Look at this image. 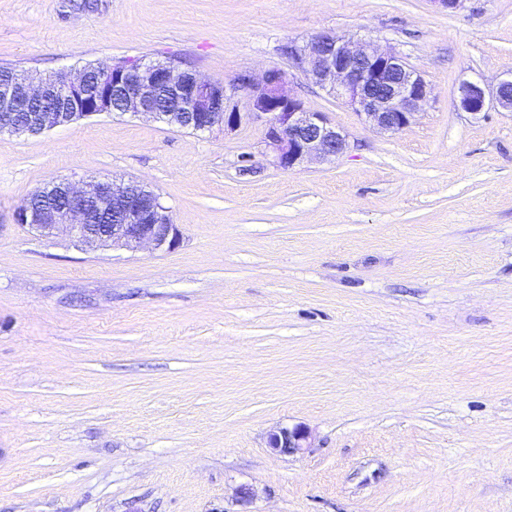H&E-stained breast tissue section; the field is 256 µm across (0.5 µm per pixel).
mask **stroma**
<instances>
[{
    "label": "stroma",
    "instance_id": "35a3bbf8",
    "mask_svg": "<svg viewBox=\"0 0 512 512\" xmlns=\"http://www.w3.org/2000/svg\"><path fill=\"white\" fill-rule=\"evenodd\" d=\"M373 38L434 90L400 132L293 171L262 129L114 112L0 135V512H512V0H0V66L171 61L227 81ZM136 180L171 251L18 226L44 183ZM302 425L311 446L268 445ZM248 502H240L241 489ZM486 105V89L476 82H463L458 91L456 106L458 110L477 115Z\"/></svg>",
    "mask_w": 512,
    "mask_h": 512
}]
</instances>
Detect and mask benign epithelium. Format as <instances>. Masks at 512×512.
Masks as SVG:
<instances>
[{
    "instance_id": "benign-epithelium-1",
    "label": "benign epithelium",
    "mask_w": 512,
    "mask_h": 512,
    "mask_svg": "<svg viewBox=\"0 0 512 512\" xmlns=\"http://www.w3.org/2000/svg\"><path fill=\"white\" fill-rule=\"evenodd\" d=\"M292 70L303 74L361 120L381 133L406 128L433 99L425 78L402 57L363 38L324 32L303 43L288 44ZM290 74L272 68L214 81L172 62H129L82 67L65 75L14 72L0 81V134L38 136L80 119L112 112V95L122 111L146 115L171 127L233 132L246 124L263 126V144L275 167L288 171L312 161H330L349 148L347 135L326 113L308 110L289 89ZM166 91L184 112H159L154 102ZM56 98L64 108L41 111L34 104ZM498 106L512 111V78L494 91ZM486 89L460 85L456 106L477 115L485 109ZM15 221L51 240L62 231L82 250L120 248L170 251L181 241L169 210L147 186L130 181L55 180L36 190L15 212ZM310 432L296 426L269 437V447L298 453L309 447Z\"/></svg>"
}]
</instances>
